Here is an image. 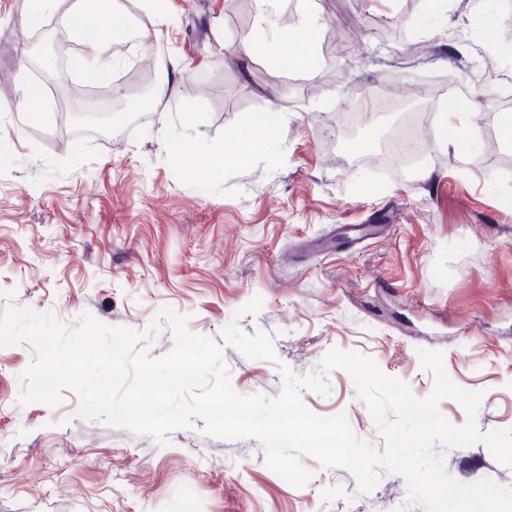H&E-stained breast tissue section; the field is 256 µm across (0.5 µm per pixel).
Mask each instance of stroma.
<instances>
[{
    "label": "stroma",
    "instance_id": "1",
    "mask_svg": "<svg viewBox=\"0 0 512 512\" xmlns=\"http://www.w3.org/2000/svg\"><path fill=\"white\" fill-rule=\"evenodd\" d=\"M143 5L123 0L139 32L92 83L71 67L80 38L41 40L27 0H0V313L30 307L72 325L87 311L143 332L172 307L220 345L243 396H278L280 365L305 375L335 348L424 399L435 378L418 352L438 351L453 383L482 392L479 432L512 429V147L499 125L512 113V0H450L444 24L429 0L382 14L368 0H319L318 65L286 73L237 59L259 34L254 0H171L159 32ZM493 69L492 101L458 122L469 151L438 145L444 108L476 97ZM25 79L56 97L42 121L29 118ZM381 84L395 90L391 108L341 111ZM145 86V111L117 115L111 134L75 125L74 104L116 105ZM274 103L285 118L272 139L210 177L211 157L247 137L241 113ZM409 129L419 161L387 166L380 153ZM182 140L193 153L176 152ZM350 224L370 230L355 241L342 235ZM257 295L261 310L246 311ZM230 322L267 332L275 360L226 344ZM34 359L25 343L0 348V512H424L400 475L364 494L349 470L308 455L311 478L293 486L258 439L205 435L199 417L162 444L79 417L71 390L53 407L22 403ZM328 383L325 395L303 391L305 407L345 414L383 449L350 374ZM444 463L459 482L512 486L484 443L448 449Z\"/></svg>",
    "mask_w": 512,
    "mask_h": 512
}]
</instances>
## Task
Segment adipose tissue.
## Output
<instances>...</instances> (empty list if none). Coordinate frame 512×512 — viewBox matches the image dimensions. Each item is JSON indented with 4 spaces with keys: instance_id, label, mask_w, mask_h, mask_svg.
<instances>
[{
    "instance_id": "1",
    "label": "adipose tissue",
    "mask_w": 512,
    "mask_h": 512,
    "mask_svg": "<svg viewBox=\"0 0 512 512\" xmlns=\"http://www.w3.org/2000/svg\"><path fill=\"white\" fill-rule=\"evenodd\" d=\"M283 3L284 0H256L262 36L260 40L244 42L237 55L248 60L263 57L276 71L312 68L316 34L321 26L317 0H301V34L307 51L300 56L288 55L282 48L279 32ZM65 21L85 40L84 51L72 60L73 68L89 81L106 80L112 67V47L127 43L135 35L129 16L112 10L110 0H74Z\"/></svg>"
}]
</instances>
